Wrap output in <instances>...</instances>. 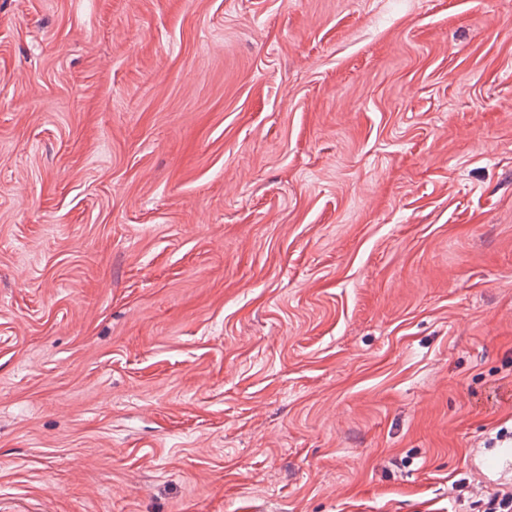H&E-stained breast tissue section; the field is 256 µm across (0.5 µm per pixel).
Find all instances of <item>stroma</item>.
Wrapping results in <instances>:
<instances>
[{
  "label": "stroma",
  "instance_id": "35a3bbf8",
  "mask_svg": "<svg viewBox=\"0 0 512 512\" xmlns=\"http://www.w3.org/2000/svg\"><path fill=\"white\" fill-rule=\"evenodd\" d=\"M512 426V0H0V512H478Z\"/></svg>",
  "mask_w": 512,
  "mask_h": 512
}]
</instances>
